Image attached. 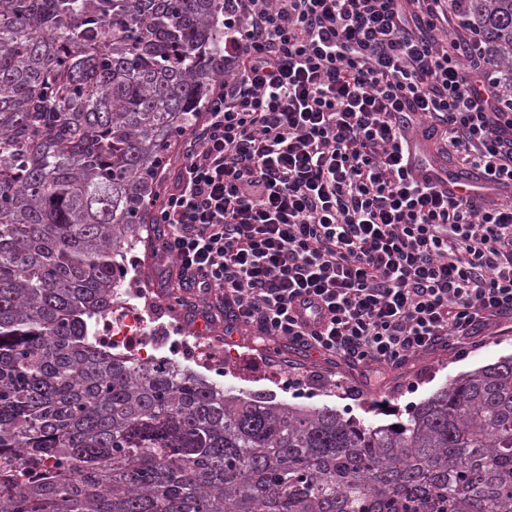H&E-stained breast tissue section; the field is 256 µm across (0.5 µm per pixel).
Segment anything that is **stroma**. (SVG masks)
I'll return each instance as SVG.
<instances>
[{
    "instance_id": "35a3bbf8",
    "label": "stroma",
    "mask_w": 512,
    "mask_h": 512,
    "mask_svg": "<svg viewBox=\"0 0 512 512\" xmlns=\"http://www.w3.org/2000/svg\"><path fill=\"white\" fill-rule=\"evenodd\" d=\"M162 234V225H150L147 240L129 251L128 257L158 301L161 323L177 322L190 330L198 327L219 341L225 358L234 362L235 371L230 375L213 371L209 377L241 392L263 391L291 404L329 405L345 416L386 424L405 416L411 405L437 391L448 380L501 357L512 356V322H507L467 354L444 347L412 358L367 383L342 361H323L315 356L303 358L284 345L267 346L245 329L225 335L223 321L190 319L175 303L176 281H163L155 267L154 248Z\"/></svg>"
}]
</instances>
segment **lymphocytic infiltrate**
I'll list each match as a JSON object with an SVG mask.
<instances>
[{
    "mask_svg": "<svg viewBox=\"0 0 512 512\" xmlns=\"http://www.w3.org/2000/svg\"><path fill=\"white\" fill-rule=\"evenodd\" d=\"M460 0H224V76L163 173L160 267L371 378L512 319V112ZM492 198L416 177L418 139Z\"/></svg>",
    "mask_w": 512,
    "mask_h": 512,
    "instance_id": "obj_1",
    "label": "lymphocytic infiltrate"
}]
</instances>
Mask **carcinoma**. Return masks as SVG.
Wrapping results in <instances>:
<instances>
[{"instance_id": "carcinoma-1", "label": "carcinoma", "mask_w": 512, "mask_h": 512, "mask_svg": "<svg viewBox=\"0 0 512 512\" xmlns=\"http://www.w3.org/2000/svg\"><path fill=\"white\" fill-rule=\"evenodd\" d=\"M223 5L0 0V512H512V356L374 424L97 341ZM461 11L511 98L512 0Z\"/></svg>"}]
</instances>
